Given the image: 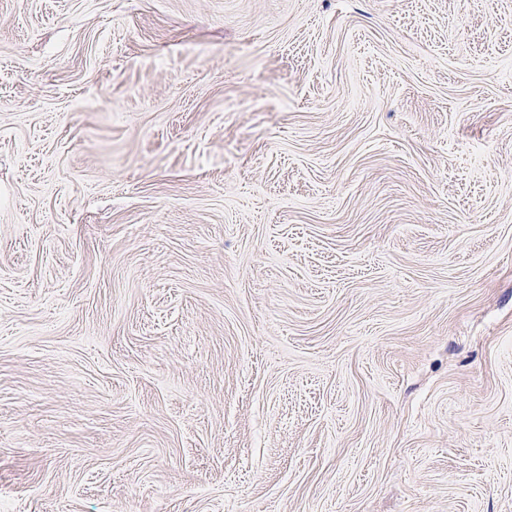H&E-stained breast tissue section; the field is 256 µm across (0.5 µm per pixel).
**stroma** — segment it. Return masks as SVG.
<instances>
[{
  "instance_id": "35a3bbf8",
  "label": "stroma",
  "mask_w": 512,
  "mask_h": 512,
  "mask_svg": "<svg viewBox=\"0 0 512 512\" xmlns=\"http://www.w3.org/2000/svg\"><path fill=\"white\" fill-rule=\"evenodd\" d=\"M0 512H512V0H0Z\"/></svg>"
}]
</instances>
